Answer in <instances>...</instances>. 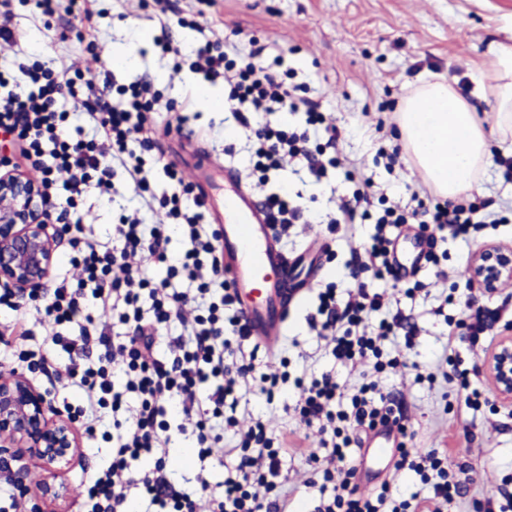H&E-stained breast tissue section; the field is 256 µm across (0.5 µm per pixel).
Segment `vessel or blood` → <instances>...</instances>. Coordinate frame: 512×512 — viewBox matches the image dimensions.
Here are the masks:
<instances>
[{
	"instance_id": "1",
	"label": "vessel or blood",
	"mask_w": 512,
	"mask_h": 512,
	"mask_svg": "<svg viewBox=\"0 0 512 512\" xmlns=\"http://www.w3.org/2000/svg\"><path fill=\"white\" fill-rule=\"evenodd\" d=\"M217 229L224 273L241 299L250 338L270 345L283 334L292 306L302 298L300 289L288 287L298 260L284 251L267 212L239 185H232L225 197L224 221ZM398 442L397 434L379 432L366 449L375 458L390 459Z\"/></svg>"
}]
</instances>
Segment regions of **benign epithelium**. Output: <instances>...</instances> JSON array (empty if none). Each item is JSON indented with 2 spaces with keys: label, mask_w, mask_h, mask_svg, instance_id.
<instances>
[{
  "label": "benign epithelium",
  "mask_w": 512,
  "mask_h": 512,
  "mask_svg": "<svg viewBox=\"0 0 512 512\" xmlns=\"http://www.w3.org/2000/svg\"><path fill=\"white\" fill-rule=\"evenodd\" d=\"M40 185L12 172L0 174V281L24 293L45 286L57 261V232L44 223ZM468 277L485 292L512 280V247L488 244L476 252ZM484 369L493 378L499 399L512 403V330H504L495 355ZM80 448L71 419L22 373L0 375V462L25 452L60 479ZM48 512H68L64 482L37 488Z\"/></svg>",
  "instance_id": "obj_1"
}]
</instances>
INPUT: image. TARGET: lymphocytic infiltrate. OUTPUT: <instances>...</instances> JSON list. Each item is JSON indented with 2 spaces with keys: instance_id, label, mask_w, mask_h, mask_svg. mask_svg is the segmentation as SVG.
Wrapping results in <instances>:
<instances>
[{
  "instance_id": "obj_1",
  "label": "lymphocytic infiltrate",
  "mask_w": 512,
  "mask_h": 512,
  "mask_svg": "<svg viewBox=\"0 0 512 512\" xmlns=\"http://www.w3.org/2000/svg\"><path fill=\"white\" fill-rule=\"evenodd\" d=\"M193 69L205 79L223 78L224 90L236 103L235 115L251 143L262 206L280 232L291 225L311 221L309 209L283 194L270 181L283 159L307 168L315 181L326 178L337 160L329 156L337 133L328 129L325 145L311 146L307 131L271 122L276 112L304 111L308 124L322 122L323 116L299 86L292 85L269 67L247 56L229 59L219 42L206 41L193 51ZM119 99H103L100 81L82 74L66 76L44 64L21 63L9 72L0 71V136L21 143L27 166L42 174L41 188L50 208L67 217L70 261L82 275L76 282L60 280L44 288L35 307L42 324L52 328V345L65 352L98 349V362L80 366L68 364L57 374L58 383L84 390L86 402L79 414L93 425L100 410L112 411V459L99 469L87 490L86 512H126L128 486L138 488L152 512H197L192 495L175 489L166 478V447L173 433L192 432L200 460L223 463L225 451H232L235 464L224 476L221 498L211 500L210 512H289L288 493L279 481L289 448L283 436L274 434L263 422L240 432L232 448L224 446V430L236 425L234 413L251 379H260V391L274 399L279 386L292 382L296 393L293 411L300 426L317 428V449L307 460L319 463L321 452L335 460V468L321 471L325 495L312 503L310 512H381L389 494L382 485L376 494H360L354 481L356 467L349 457L362 448L369 431L380 425H401L403 415L390 395L376 382L360 386L350 399L349 409H340L343 392L335 373L288 378L287 374L256 375L253 357L243 350L249 332L242 321L224 278V264L216 247L218 232L206 220L207 205L193 185L184 183L173 163L154 153L151 132L154 116L162 106L151 85L136 80L117 86ZM80 111L98 131L97 138L63 137L69 111ZM124 170L123 187L147 192L150 179L163 175L175 190L159 199L167 224L144 228L137 214L121 215L112 227V240L100 242L93 225L84 223L79 201L87 188L102 196L117 195V170ZM345 179L353 185L339 215H327L329 226L373 221L375 231L364 247V270L376 279L405 285L408 291L423 290V281H410L393 258L391 231L407 223L417 224L428 242L438 234L464 238L492 223L493 214L485 201L459 199L433 202L412 193L410 205L393 202L374 210L375 183L365 172L348 170ZM180 226L185 248L170 258L168 224ZM138 255L168 267L165 281L153 282L142 267L129 264ZM175 278L187 279L192 292L172 288ZM472 282L464 284L462 318L446 316L448 341L477 344L491 331L498 312L476 305ZM117 317L124 326L123 337L112 336L109 325H97L86 314L88 301ZM319 322L312 328L336 363L346 365L369 361L374 372L397 366L410 367L406 353L384 357L381 340L394 335L398 319L380 320L370 328L374 313L385 306L383 293L358 282L346 296H337L334 286L317 293ZM195 303L197 313L186 319L183 307ZM178 322L181 330L170 337L166 347L171 361L157 357V339L163 325ZM79 323L80 334L67 337L57 328ZM175 399L192 427L170 425L164 418L161 396ZM136 404H129V397ZM153 460L152 470L134 472L137 460ZM395 470H410L431 488L430 496L403 501L391 512H448L459 497L461 483L448 467L446 453L432 449L424 453L399 444L393 459Z\"/></svg>"
}]
</instances>
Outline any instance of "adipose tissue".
I'll use <instances>...</instances> for the list:
<instances>
[{
  "instance_id": "adipose-tissue-1",
  "label": "adipose tissue",
  "mask_w": 512,
  "mask_h": 512,
  "mask_svg": "<svg viewBox=\"0 0 512 512\" xmlns=\"http://www.w3.org/2000/svg\"><path fill=\"white\" fill-rule=\"evenodd\" d=\"M488 68L472 76L477 96L492 110L475 106L442 77L421 80L397 105L404 148L423 181L442 198L474 190L492 162L490 135L512 141V44L490 42Z\"/></svg>"
}]
</instances>
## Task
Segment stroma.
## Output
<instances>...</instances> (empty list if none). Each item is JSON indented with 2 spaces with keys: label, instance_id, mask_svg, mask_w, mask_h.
<instances>
[{
  "label": "stroma",
  "instance_id": "35a3bbf8",
  "mask_svg": "<svg viewBox=\"0 0 512 512\" xmlns=\"http://www.w3.org/2000/svg\"><path fill=\"white\" fill-rule=\"evenodd\" d=\"M104 17L95 31H87L76 18L70 0H58L52 21H45L33 0H13L12 42L0 41V71L19 62L40 60L57 69L72 67L88 75L108 71L116 84L137 79L148 81L163 100L187 106L189 121L174 135H167V114L156 117L155 150L192 179L197 152L211 154L215 166L205 190L216 209L224 207L225 169L240 175L251 186V148L230 108L202 111L195 101L197 86L206 84L223 95L224 81L204 82L189 66L192 52L206 39L224 40L233 56L248 54L261 46L267 57H283L293 72V83L302 85L308 97L319 103L326 123L340 132L338 169L316 184L304 173L284 165L275 180L289 195L300 196L314 215L334 211L340 196L351 192L344 170L358 167L372 175L392 201H409L412 192L426 186L406 155H399L394 169H386L379 150L399 147L396 113L392 106L421 79L442 76L462 95H470L472 74L488 67L487 45L512 37V0H97ZM168 35L186 62L173 72L172 55L162 53L156 37ZM120 48L135 58L133 67L116 68L109 51ZM477 197L490 200L492 212L508 216L505 224L485 225L474 238L437 242L439 257L429 291L405 294L389 282L377 281L386 291L387 313L398 314L403 330L384 341L388 352L408 349L420 365L419 372L402 368L388 370L380 385L383 392L404 407L408 447L438 449L459 471L466 488L449 512H475L477 503L497 497L505 479L512 477V406L495 403L480 410L469 409L454 382L449 357L458 353L461 365L482 363L480 349L458 344L448 350L445 315H458L460 293L467 273V259L482 246L497 243L512 246V181H505L499 165L482 174ZM87 220L99 240L108 241L120 215L138 213L143 224L162 221L160 209H149L134 192L109 199L88 192L83 201ZM370 224H342L336 231L326 225L298 224L284 246L289 255L307 252L317 239L327 241V253L315 256L319 285L332 284L344 290L354 280H368V273H355L352 249L361 248L373 234ZM315 311L314 296L292 309L288 326L274 350L260 349L257 370L286 367L291 376L335 370L344 395H351L361 382L359 372L336 367L323 342L310 331L307 318ZM414 330L406 340L405 330ZM69 359L61 350L50 351L41 367L26 363L0 365V374L25 373L60 409L83 402V393L55 381ZM294 402L288 389H281L274 402L259 391L248 392L240 401L236 418L239 428L263 421L275 432L291 431L296 422L290 411ZM110 423L98 424L94 434H80V455L65 481L72 493L73 512H82L85 486L94 469L112 452L105 439ZM361 491L379 490L389 483L395 500L409 498L421 489L417 474L394 471L389 462L369 456L355 460Z\"/></svg>",
  "mask_w": 512,
  "mask_h": 512
}]
</instances>
